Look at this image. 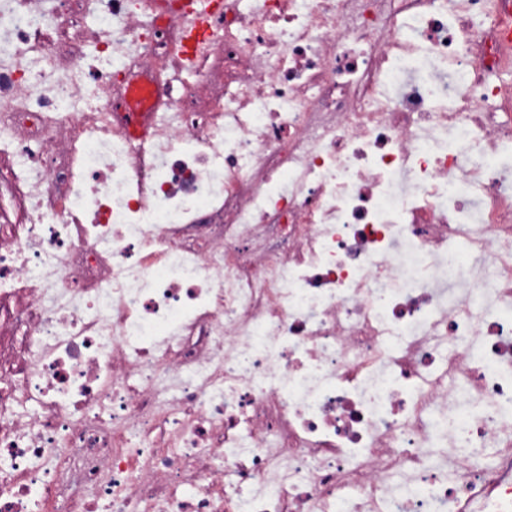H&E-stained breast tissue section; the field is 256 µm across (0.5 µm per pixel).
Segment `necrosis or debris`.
<instances>
[{
  "mask_svg": "<svg viewBox=\"0 0 512 512\" xmlns=\"http://www.w3.org/2000/svg\"><path fill=\"white\" fill-rule=\"evenodd\" d=\"M374 3L0 0V512H512L503 0Z\"/></svg>",
  "mask_w": 512,
  "mask_h": 512,
  "instance_id": "1",
  "label": "necrosis or debris"
}]
</instances>
